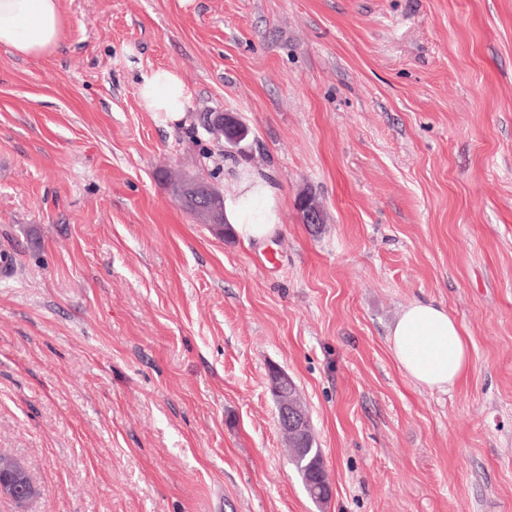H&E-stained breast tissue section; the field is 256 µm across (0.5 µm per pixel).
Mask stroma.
<instances>
[{
	"label": "stroma",
	"mask_w": 512,
	"mask_h": 512,
	"mask_svg": "<svg viewBox=\"0 0 512 512\" xmlns=\"http://www.w3.org/2000/svg\"><path fill=\"white\" fill-rule=\"evenodd\" d=\"M40 59L0 48V453L29 512H512V0H61ZM190 93L166 123L137 88ZM204 112L249 126L225 153ZM271 175L250 248L164 170ZM325 211L303 224L299 200ZM443 303L473 361L416 386L387 333ZM286 372L333 488L313 502ZM143 107L163 121H179L186 112L188 90L181 76L169 68H157L143 79L137 91ZM293 379L284 371H275L271 390L277 401V421L285 437L290 431L292 436L305 439L313 435L311 420L305 407L293 404L288 397L292 390ZM36 493L21 461L0 455V498L12 500L16 512H28L27 505Z\"/></svg>",
	"instance_id": "stroma-1"
}]
</instances>
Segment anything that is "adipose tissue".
<instances>
[{"instance_id":"obj_1","label":"adipose tissue","mask_w":512,"mask_h":512,"mask_svg":"<svg viewBox=\"0 0 512 512\" xmlns=\"http://www.w3.org/2000/svg\"><path fill=\"white\" fill-rule=\"evenodd\" d=\"M65 17L61 0H0V47L29 58L52 54L62 40ZM143 107L164 120L182 119L188 90L181 76L159 68L137 91ZM283 199L267 176L237 169L224 194V222L244 246L272 239L283 223ZM388 345L400 370L420 387L446 391L466 376L471 349L463 326L447 308L416 301L390 327Z\"/></svg>"}]
</instances>
